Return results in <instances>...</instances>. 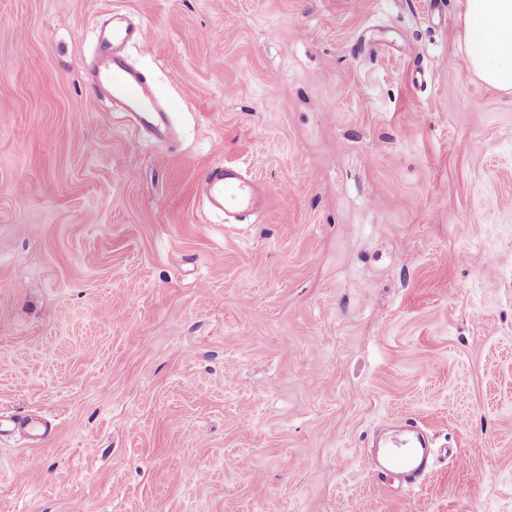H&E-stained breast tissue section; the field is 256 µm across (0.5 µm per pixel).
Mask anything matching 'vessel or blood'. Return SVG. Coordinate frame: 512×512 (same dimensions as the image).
Returning a JSON list of instances; mask_svg holds the SVG:
<instances>
[{
	"label": "vessel or blood",
	"instance_id": "vessel-or-blood-1",
	"mask_svg": "<svg viewBox=\"0 0 512 512\" xmlns=\"http://www.w3.org/2000/svg\"><path fill=\"white\" fill-rule=\"evenodd\" d=\"M123 43L144 45L143 29L129 25L122 17L112 16L97 35L95 62L87 74L88 83L106 96L115 111L133 115L156 141L170 135L168 110L153 84L119 52ZM201 187L212 208L226 219H236L252 211L258 188L241 171L221 165L208 169ZM368 469L378 475H397L406 485H421L432 472L436 456L429 443L407 426L400 436L391 438L380 452L365 458Z\"/></svg>",
	"mask_w": 512,
	"mask_h": 512
}]
</instances>
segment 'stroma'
Listing matches in <instances>:
<instances>
[{"label": "stroma", "mask_w": 512, "mask_h": 512, "mask_svg": "<svg viewBox=\"0 0 512 512\" xmlns=\"http://www.w3.org/2000/svg\"><path fill=\"white\" fill-rule=\"evenodd\" d=\"M155 145L86 83L110 12ZM242 168L225 223L196 186ZM0 512H512V92L464 0H0ZM414 421L420 488L364 466ZM201 187L212 208L224 212L226 219H237L252 211L258 188L243 177L238 168L216 165L201 179Z\"/></svg>", "instance_id": "1"}]
</instances>
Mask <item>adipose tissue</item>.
<instances>
[{
    "label": "adipose tissue",
    "instance_id": "1",
    "mask_svg": "<svg viewBox=\"0 0 512 512\" xmlns=\"http://www.w3.org/2000/svg\"><path fill=\"white\" fill-rule=\"evenodd\" d=\"M464 38L475 73L512 90V0H465Z\"/></svg>",
    "mask_w": 512,
    "mask_h": 512
}]
</instances>
